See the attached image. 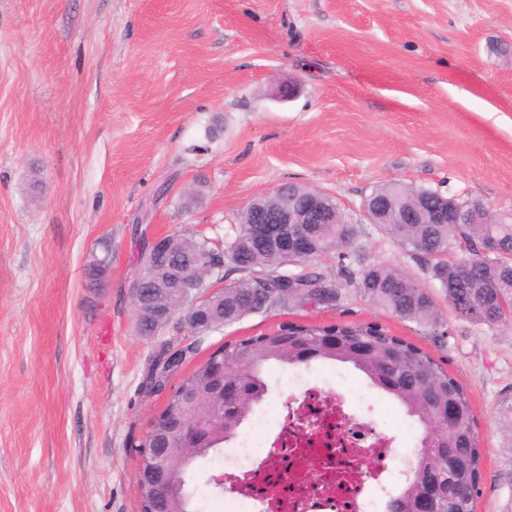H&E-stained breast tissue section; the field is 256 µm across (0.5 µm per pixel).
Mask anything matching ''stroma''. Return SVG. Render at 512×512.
Instances as JSON below:
<instances>
[{
  "label": "stroma",
  "mask_w": 512,
  "mask_h": 512,
  "mask_svg": "<svg viewBox=\"0 0 512 512\" xmlns=\"http://www.w3.org/2000/svg\"><path fill=\"white\" fill-rule=\"evenodd\" d=\"M388 182L512 212V0H0V512H138L136 447L164 405L131 319L144 242L224 237L284 183L332 196L448 336L345 286L335 308L202 337L196 360L285 320L377 323L466 387L475 512H512V327L456 317L369 223Z\"/></svg>",
  "instance_id": "1"
}]
</instances>
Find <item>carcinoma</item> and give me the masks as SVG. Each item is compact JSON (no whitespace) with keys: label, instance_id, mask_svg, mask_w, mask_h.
Listing matches in <instances>:
<instances>
[{"label":"carcinoma","instance_id":"cac0c4a2","mask_svg":"<svg viewBox=\"0 0 512 512\" xmlns=\"http://www.w3.org/2000/svg\"><path fill=\"white\" fill-rule=\"evenodd\" d=\"M370 198L390 199L394 207L383 212L376 227L396 241L427 276L438 283L456 316L478 322L489 329L509 325L512 321V221L507 224H430L425 204L445 205L438 192L413 189L400 183H387L375 188ZM418 208L414 224H398L400 208ZM299 229L313 232L321 253L337 252L338 273L345 284L354 287L375 306L392 316L422 326L438 329L444 337L439 308L432 293L410 272L386 263H366L360 247H352L356 231L336 211L334 224H299ZM248 224L237 225L234 236L224 241V260L232 270L243 273L224 288V325L231 326L250 314L268 313L277 308L323 310L335 304H320V298L340 296V283L327 277L310 260L299 263L294 273L296 287L277 288L263 276L266 271L288 263L280 252L269 245L246 244ZM494 240L500 253L483 252L484 244ZM466 243V256L450 261L445 258L452 242ZM206 246L202 236H171L172 259L189 262ZM347 251H342V248ZM176 350L181 360H191L196 342L183 347L174 339L153 354L148 377L166 372V349ZM211 357L224 363V385L237 387L244 400L257 404L268 391L264 367L276 362L282 365H307L324 360L349 363L363 373L370 384L396 398L407 413L425 425L437 419L440 407L453 403L457 419L433 433H423L414 454V463L400 493L390 498L385 512H414L418 500L435 484V512H474L477 485L481 476L482 449L475 430V418L468 392L448 370L421 347L396 336L377 323H330L313 328L306 324L286 322L260 333L219 347ZM214 374L211 363L202 362L183 376L174 387L166 409L156 426L165 423L173 412L185 415L190 422L208 416L224 422L213 429L212 448H175L170 467L176 471L179 486L167 488L152 496L140 489L141 512H196L190 482L203 460L220 456L225 442L238 434L251 412L226 404L219 407L212 395ZM187 385L194 387L197 405L190 408L179 392Z\"/></svg>","mask_w":512,"mask_h":512}]
</instances>
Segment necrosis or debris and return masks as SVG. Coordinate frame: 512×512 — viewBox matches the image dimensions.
I'll return each mask as SVG.
<instances>
[{
    "label": "necrosis or debris",
    "mask_w": 512,
    "mask_h": 512,
    "mask_svg": "<svg viewBox=\"0 0 512 512\" xmlns=\"http://www.w3.org/2000/svg\"><path fill=\"white\" fill-rule=\"evenodd\" d=\"M348 378L325 368L312 384L288 378L283 402H266L248 421L252 440L224 450V512H378L379 500L368 482L398 483L406 472L394 468L397 451L388 435L365 422L349 423L342 398L333 386ZM277 418L274 440L260 433ZM371 462L363 474L362 459Z\"/></svg>",
    "instance_id": "1"
}]
</instances>
